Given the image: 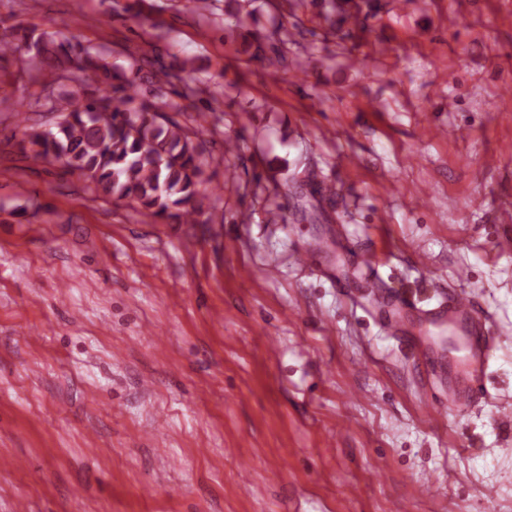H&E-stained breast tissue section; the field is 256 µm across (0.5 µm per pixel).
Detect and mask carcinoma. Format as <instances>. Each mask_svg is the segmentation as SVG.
Wrapping results in <instances>:
<instances>
[{"label": "carcinoma", "mask_w": 512, "mask_h": 512, "mask_svg": "<svg viewBox=\"0 0 512 512\" xmlns=\"http://www.w3.org/2000/svg\"><path fill=\"white\" fill-rule=\"evenodd\" d=\"M24 49L36 61L37 80L74 85L47 100L59 113L54 128H27L20 151L35 163H59L86 176L95 190L116 201L136 203L147 215L199 223V196L205 183L203 151L189 132L164 116L166 102L144 98L142 67L110 65L74 43L61 29L23 31L16 40L0 38V59ZM182 66L155 70V82H185Z\"/></svg>", "instance_id": "1"}]
</instances>
